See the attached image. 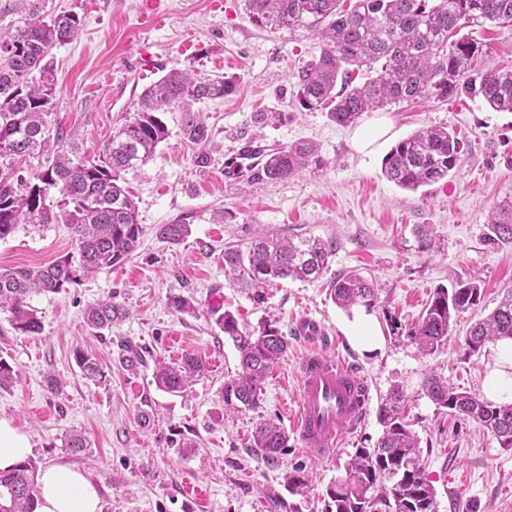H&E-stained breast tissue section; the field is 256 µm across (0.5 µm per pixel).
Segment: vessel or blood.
Returning a JSON list of instances; mask_svg holds the SVG:
<instances>
[{
  "instance_id": "vessel-or-blood-1",
  "label": "vessel or blood",
  "mask_w": 512,
  "mask_h": 512,
  "mask_svg": "<svg viewBox=\"0 0 512 512\" xmlns=\"http://www.w3.org/2000/svg\"><path fill=\"white\" fill-rule=\"evenodd\" d=\"M299 373L294 430L312 457L331 459L346 434L363 422L369 403L368 385L342 356L318 349L303 356Z\"/></svg>"
}]
</instances>
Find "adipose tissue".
Here are the masks:
<instances>
[{
    "label": "adipose tissue",
    "instance_id": "ef3b65f1",
    "mask_svg": "<svg viewBox=\"0 0 512 512\" xmlns=\"http://www.w3.org/2000/svg\"><path fill=\"white\" fill-rule=\"evenodd\" d=\"M496 361L485 380L491 400L512 401V340L499 341ZM36 512H102L93 476L83 469L49 466L37 478Z\"/></svg>",
    "mask_w": 512,
    "mask_h": 512
}]
</instances>
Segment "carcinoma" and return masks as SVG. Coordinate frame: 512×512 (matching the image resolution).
Returning <instances> with one entry per match:
<instances>
[{
    "instance_id": "obj_1",
    "label": "carcinoma",
    "mask_w": 512,
    "mask_h": 512,
    "mask_svg": "<svg viewBox=\"0 0 512 512\" xmlns=\"http://www.w3.org/2000/svg\"><path fill=\"white\" fill-rule=\"evenodd\" d=\"M21 14L10 31H0V240L19 225L43 228L65 224L74 252L37 268L0 269V312L13 329L25 335L42 333L31 300L57 293L112 269L130 259L144 230L126 176L139 170L168 136L160 114L170 106L182 112L180 132L196 145V164L205 167L211 132L194 105L220 100L237 92L229 76L200 78L193 70H171L138 96L135 117L103 147L97 158L84 160L73 152L49 147L47 117L52 114L56 77L51 50L73 37L81 20L76 14L46 16L40 0H18ZM249 21L258 28L305 31L320 43L318 57L297 74L294 103L309 111H325L340 125L357 123L365 113L390 104L421 98L440 101L479 100L498 112H512V68L467 74L479 56V43L460 35L473 23L490 22L512 29V0H245ZM366 81L355 84V75ZM464 144L445 127L417 130L385 155L382 172L397 186L415 191L448 179L458 169ZM44 158V167L26 177L14 170L29 158ZM321 165L318 148L296 141L270 150L255 175L257 182L292 178ZM486 241L512 242V201L492 212ZM191 234L185 219L156 227V237L178 246ZM336 248L316 237H288L271 231L255 235L246 250L224 249V273L255 305L265 303V286L273 280L315 282L325 272ZM329 297L349 311L374 306V286L349 272L336 276ZM479 280L461 282L450 290L438 288L412 325L384 313L390 333L404 336L424 356L448 345L457 318L481 302ZM125 308L112 297L86 306L83 322L90 335L101 338L126 318ZM215 324L232 341L239 370L224 380V410L243 412L259 407L260 384L287 352L288 342L274 322L265 318L258 328L239 327L229 310H212ZM512 339V290L498 307L476 323L462 343L467 358L489 342ZM81 375L100 381L98 359L81 350L75 355ZM199 356L159 363L157 387L177 392L205 372ZM424 395L439 409L462 416L487 429L500 447L512 450V403H496L460 392L448 380L430 374L422 382ZM377 419L382 434L372 448H357L343 473L326 489L325 512H437L436 493L425 476L418 436L405 414V396L394 388L380 402ZM288 447V433L279 424L261 420L252 435V451L267 466L278 462ZM36 466L27 460L0 472V512H35ZM288 492L304 495L311 477L294 469L285 477Z\"/></svg>"
}]
</instances>
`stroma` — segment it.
<instances>
[{
  "label": "stroma",
  "instance_id": "obj_1",
  "mask_svg": "<svg viewBox=\"0 0 512 512\" xmlns=\"http://www.w3.org/2000/svg\"><path fill=\"white\" fill-rule=\"evenodd\" d=\"M46 14L77 13L74 39L52 49L56 98L50 130L82 158L99 154L112 133L132 120L142 88L170 70L190 67L199 76L235 77L237 93L221 102H200L212 136L208 167L195 163L197 146L180 133L181 112L162 118L168 128L154 158L128 177L144 228L140 246L125 264L83 279L62 291L33 297L44 330L31 336L12 328L0 313V359L20 374L17 384L0 389V418L12 421L31 442L38 468L74 465L99 483L103 512H325V490L343 471L354 449L373 447L381 434L377 408L394 386L409 398L412 429L421 441L425 474L436 491L438 512H512V450L477 423L438 411L423 395L422 381L434 373L468 393L484 396L494 366V346L472 357L460 348L474 323L485 319L512 287V244L485 241L490 211L512 200V112L481 102L423 98L364 114L341 127L326 113L297 110L292 103L295 75L320 52L313 36L255 27L244 0H42ZM483 45L481 63L512 64V31L486 23L472 27ZM259 110L281 113L263 130L251 122ZM444 126L469 142L459 170L446 185L416 191L388 181L382 160L412 132ZM383 132L362 148L359 130ZM262 132L270 147L308 140L322 160L301 175L265 184L229 177L224 162L239 146V132ZM224 210L223 223L213 221ZM187 218L192 233L178 246L158 240L155 228ZM426 226L431 247L421 250L414 231ZM314 236L336 243V254L314 283L280 281L254 305L224 274V247L246 248L257 232ZM73 250L66 225L43 230L20 225L0 241V269L38 267ZM356 272L373 280L375 307L344 311L328 295L336 275ZM480 279L483 300L463 313L448 345L424 357L406 338L390 334L385 312L402 324L420 317L435 289ZM183 294L195 309L181 313L168 298ZM114 296L128 315L110 335L94 338L82 314L93 301ZM235 313L241 326L256 327L274 316L288 340V351L261 385L255 411H225L221 391L238 368V354L215 325L212 308ZM361 317L372 319L380 342L362 348L349 329ZM130 344L143 361L131 371L121 364ZM313 348L341 354L355 363L370 389L362 425L344 439L334 459L320 461L296 437L278 465L265 466L250 447L262 419L290 428L299 390V363ZM92 352L106 378L84 379L77 350ZM201 356L207 366L184 393L159 390L157 363ZM64 382L48 388L49 376ZM151 416L142 426L141 412ZM89 442L83 453L64 448L66 434ZM193 441L197 454L182 452ZM311 473L306 496L290 495L284 476L293 468Z\"/></svg>",
  "mask_w": 512,
  "mask_h": 512
}]
</instances>
